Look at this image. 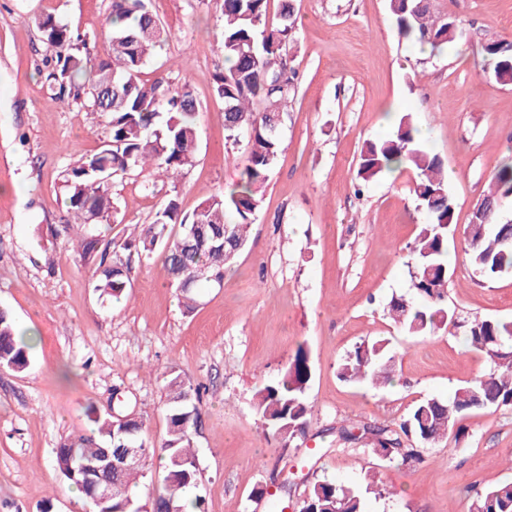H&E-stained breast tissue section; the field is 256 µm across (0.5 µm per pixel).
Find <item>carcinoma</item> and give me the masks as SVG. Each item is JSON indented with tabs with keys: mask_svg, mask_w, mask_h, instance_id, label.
I'll return each mask as SVG.
<instances>
[{
	"mask_svg": "<svg viewBox=\"0 0 512 512\" xmlns=\"http://www.w3.org/2000/svg\"><path fill=\"white\" fill-rule=\"evenodd\" d=\"M414 5L413 0H389L401 37L438 51L465 36L433 4L417 10ZM221 11V51L229 66L216 74L215 83L224 105V138L235 143L246 140L249 163L233 188L217 192L190 214L182 212L178 199L171 197L156 211L152 223L120 242L106 238L100 230V225L111 223L115 211L112 178L146 165L168 179L183 175L196 160L199 105L185 79L175 84L164 75L151 82L141 78L155 49L168 38L149 0H112L106 17L110 37L124 36L127 41L109 44L104 57L91 52L86 39L74 34L61 17L47 13L35 20L43 42L54 51L46 60L49 87L61 99L85 98L103 118V148L77 160L62 179L66 226L77 225V242L69 240L67 245L81 261L94 264L95 290L102 297L120 298L130 282L134 260L149 259L158 252L164 278L177 288L185 310L190 311L196 304L193 289L203 283L221 285L224 267L247 243V229L261 204L260 189L281 146L278 134L267 126V117L283 113L297 92V73L286 52L296 41V25L291 0H280L273 17L270 0H223ZM485 52L495 77L511 83L512 51L491 41ZM256 102L264 105L263 111H254ZM417 132L411 116L404 114L390 137L366 141L357 177L369 182L397 169L410 168L414 173L412 192L428 215L410 247L412 287L419 300L391 301L388 316L410 335L435 336L456 319L455 310L447 304L448 281L454 273L448 262L454 203L441 159L417 139ZM482 200L504 207L512 204V161L497 167ZM511 230L512 224L497 216L489 223L479 218L470 222L464 236V262L488 281L512 275V250L501 243ZM466 345L487 355L494 364L491 373L459 386L446 402L421 401L401 422L398 433L388 425L364 422L340 427V439L370 448L388 460L421 462L422 451L413 443L436 444L450 433L459 439L465 436L462 421L469 412L512 407V320H471ZM28 364L14 318L2 307L0 366L22 371ZM395 365L386 341H364L342 359L337 374L345 382L378 386L392 381ZM160 378L167 418V436L160 448L144 436L142 421L122 420L90 407L89 433L65 440L56 450L57 470L89 502L101 480L81 471L80 464L119 448L139 449L141 464L113 481L112 496L101 506L102 512H125L130 503L141 512H185L186 492L198 485L194 443L201 423L199 388L185 382L174 366ZM311 379L309 354L300 346L279 378L256 397L267 433L283 448L306 434L313 413L306 397ZM404 437L411 446H403ZM153 456L162 462L160 485L150 503L143 504L131 495V487L152 475L148 460ZM371 494L381 495L374 474L361 486L319 480L308 487L298 512H366ZM468 512H512V480L470 489Z\"/></svg>",
	"mask_w": 512,
	"mask_h": 512,
	"instance_id": "1",
	"label": "carcinoma"
}]
</instances>
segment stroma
Returning <instances> with one entry per match:
<instances>
[{"mask_svg":"<svg viewBox=\"0 0 512 512\" xmlns=\"http://www.w3.org/2000/svg\"><path fill=\"white\" fill-rule=\"evenodd\" d=\"M220 4L152 0L169 37L141 77L173 78L177 63H187L199 149L178 182L150 168L114 181L112 238L150 223L173 195L192 212L248 163L246 143L224 139L215 93L224 64ZM293 4L300 83L283 114L279 155L246 247L222 286L199 289L189 313L155 259L136 264L121 300L99 298L91 266L66 250L61 234L62 175L101 149L104 129L98 113L49 89L50 50L34 18L60 14L102 56L110 0H0V307L32 339L24 371L0 368V512H82V495L54 457L66 438L88 432L87 406L124 404L161 444L159 375L170 365L203 387L196 492L205 512H283L311 482L355 486L371 472L384 494L368 500L367 512H465L468 484L512 480V410L470 412L464 438L424 448L414 467L367 448L340 451L336 434L361 421L398 425L420 401L448 399L492 368L464 336L472 319L512 318V276L488 282L457 265L448 284L455 324L427 338L396 328L386 307L414 296L409 247L427 215L412 172L362 186L357 169L364 142L393 131L388 106L411 115L448 169L455 235L463 237L497 165L512 158V83L495 78L483 51L512 39V0H436L468 39L429 54L399 36L389 0ZM376 339L398 357L393 382L378 389L341 381L346 354ZM301 345L314 414L305 438L284 450L266 437L254 397Z\"/></svg>","mask_w":512,"mask_h":512,"instance_id":"1","label":"stroma"}]
</instances>
